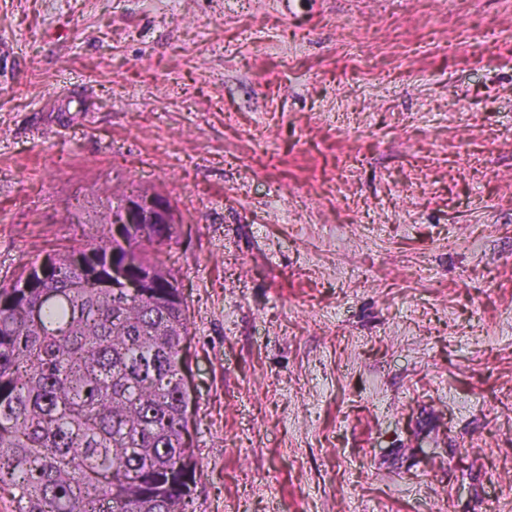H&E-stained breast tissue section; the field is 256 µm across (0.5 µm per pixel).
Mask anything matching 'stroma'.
<instances>
[{"mask_svg":"<svg viewBox=\"0 0 512 512\" xmlns=\"http://www.w3.org/2000/svg\"><path fill=\"white\" fill-rule=\"evenodd\" d=\"M0 0V284L168 196L186 512H512V0Z\"/></svg>","mask_w":512,"mask_h":512,"instance_id":"35a3bbf8","label":"stroma"}]
</instances>
